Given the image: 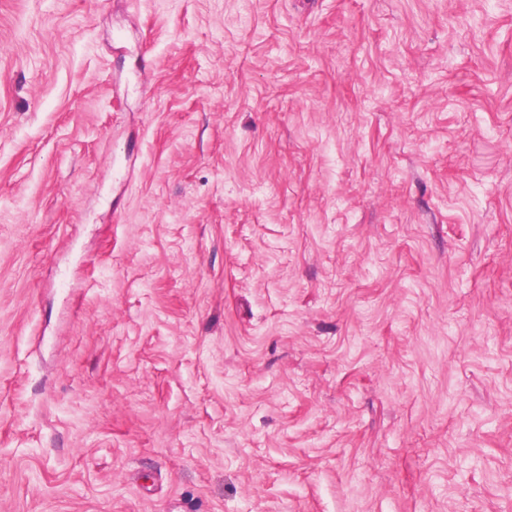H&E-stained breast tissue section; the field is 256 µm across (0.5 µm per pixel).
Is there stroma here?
Instances as JSON below:
<instances>
[{
	"mask_svg": "<svg viewBox=\"0 0 512 512\" xmlns=\"http://www.w3.org/2000/svg\"><path fill=\"white\" fill-rule=\"evenodd\" d=\"M0 512H512V0H0Z\"/></svg>",
	"mask_w": 512,
	"mask_h": 512,
	"instance_id": "stroma-1",
	"label": "stroma"
}]
</instances>
